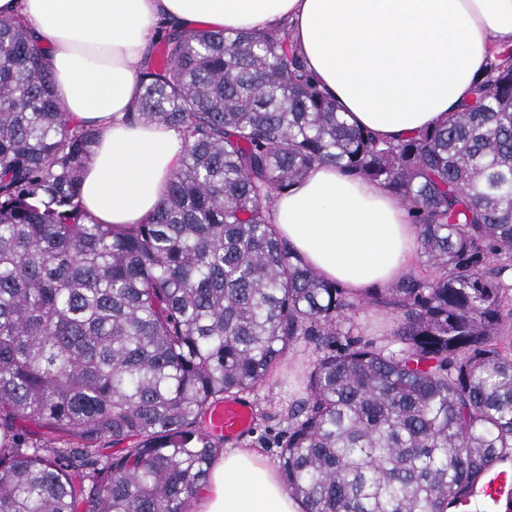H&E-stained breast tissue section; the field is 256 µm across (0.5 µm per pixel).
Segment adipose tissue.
Instances as JSON below:
<instances>
[{
	"label": "adipose tissue",
	"mask_w": 512,
	"mask_h": 512,
	"mask_svg": "<svg viewBox=\"0 0 512 512\" xmlns=\"http://www.w3.org/2000/svg\"><path fill=\"white\" fill-rule=\"evenodd\" d=\"M0 17L27 22L66 112L98 129L80 203L117 229L157 209L182 158L177 131L131 118L161 28L286 27L349 122L387 141L447 119L489 52L512 47V0H0ZM273 222L320 278L358 295L406 276L417 241L399 198L332 164L279 196ZM195 512H301V504L261 454L235 448L215 458Z\"/></svg>",
	"instance_id": "obj_1"
}]
</instances>
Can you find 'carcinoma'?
<instances>
[{"label": "carcinoma", "instance_id": "1", "mask_svg": "<svg viewBox=\"0 0 512 512\" xmlns=\"http://www.w3.org/2000/svg\"><path fill=\"white\" fill-rule=\"evenodd\" d=\"M140 85L133 118L177 129L182 161L116 230L80 209L97 129L0 18V512H189L223 451L212 409L299 339L279 458L302 512H459L512 461V48L398 141L348 123L283 27L170 30ZM324 163L397 196L439 274L356 295L305 266L270 209ZM366 306L394 339L355 337Z\"/></svg>", "mask_w": 512, "mask_h": 512}]
</instances>
